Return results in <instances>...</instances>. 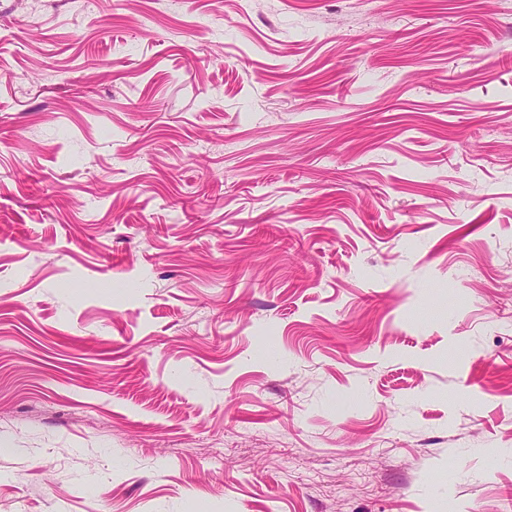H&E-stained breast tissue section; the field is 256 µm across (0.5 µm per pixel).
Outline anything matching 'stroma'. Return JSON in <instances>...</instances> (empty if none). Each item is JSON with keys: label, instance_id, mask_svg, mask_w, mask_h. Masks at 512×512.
<instances>
[{"label": "stroma", "instance_id": "1", "mask_svg": "<svg viewBox=\"0 0 512 512\" xmlns=\"http://www.w3.org/2000/svg\"><path fill=\"white\" fill-rule=\"evenodd\" d=\"M0 512H512V0H0Z\"/></svg>", "mask_w": 512, "mask_h": 512}]
</instances>
